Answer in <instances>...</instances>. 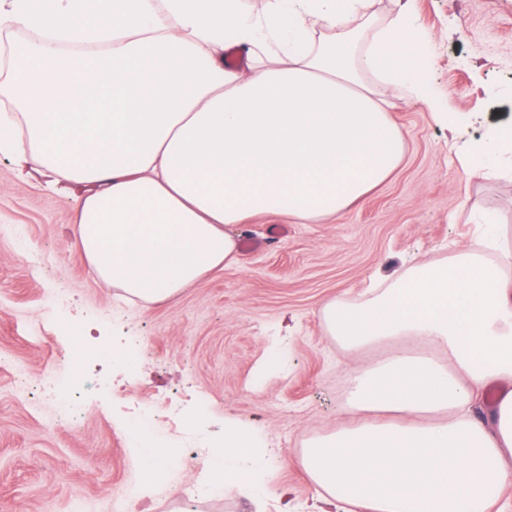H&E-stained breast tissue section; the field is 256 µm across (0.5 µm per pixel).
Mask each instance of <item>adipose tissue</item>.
Instances as JSON below:
<instances>
[{"label": "adipose tissue", "instance_id": "1", "mask_svg": "<svg viewBox=\"0 0 512 512\" xmlns=\"http://www.w3.org/2000/svg\"><path fill=\"white\" fill-rule=\"evenodd\" d=\"M35 39L0 81V155L69 184L75 237L98 281L156 303L234 269L235 225L265 216L336 218L402 163L388 94L431 102L414 0L386 22L371 0H9L0 30ZM238 47L242 68L225 51ZM460 165L512 160V123L461 139L435 113ZM486 247L405 266L364 298L333 299L325 330L351 355L388 352L350 373L348 421L310 439L302 464L314 512H489L512 484V265L494 209ZM494 385L503 391L484 398ZM257 432L224 420L211 478L256 488Z\"/></svg>", "mask_w": 512, "mask_h": 512}]
</instances>
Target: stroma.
<instances>
[{"instance_id":"obj_1","label":"stroma","mask_w":512,"mask_h":512,"mask_svg":"<svg viewBox=\"0 0 512 512\" xmlns=\"http://www.w3.org/2000/svg\"><path fill=\"white\" fill-rule=\"evenodd\" d=\"M415 9L427 34L418 65L440 111L463 117L464 138L512 118V0H415ZM391 119L405 133L403 164L341 217L290 225L284 238L270 219L238 225L236 236L260 249L153 305L95 281L74 244L77 201L64 183L35 181L0 156V512H109L133 480L149 512H308L303 445L346 422L356 363L326 333L321 306L360 300L374 274L480 246L487 207L512 245V179L464 172L424 103L399 102ZM104 345L136 349L143 367L123 374ZM73 363L83 418L50 424ZM49 376L50 400L17 397L20 380L34 388ZM162 396L179 401L173 418L155 419ZM228 415L270 450L264 496L226 489L189 501ZM133 420L174 464L145 474L124 428Z\"/></svg>"}]
</instances>
